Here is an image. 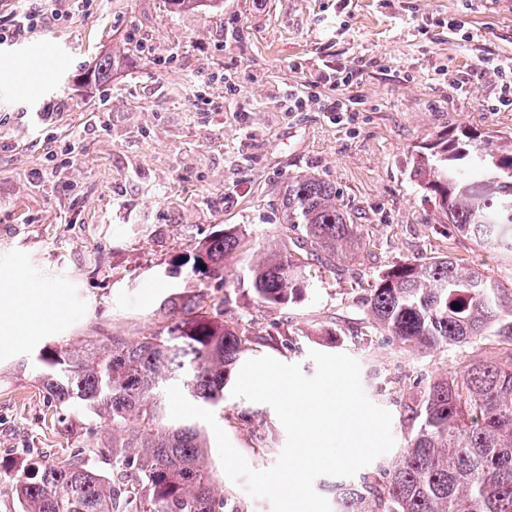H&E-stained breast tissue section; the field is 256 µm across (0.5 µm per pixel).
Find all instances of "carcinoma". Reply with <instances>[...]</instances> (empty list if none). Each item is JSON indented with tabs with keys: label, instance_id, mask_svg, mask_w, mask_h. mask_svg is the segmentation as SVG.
<instances>
[{
	"label": "carcinoma",
	"instance_id": "carcinoma-1",
	"mask_svg": "<svg viewBox=\"0 0 512 512\" xmlns=\"http://www.w3.org/2000/svg\"><path fill=\"white\" fill-rule=\"evenodd\" d=\"M176 10L217 8L221 0H167ZM113 56L85 80L104 83ZM410 179L434 196L458 235L477 247L512 255V142L503 147L462 128L417 149ZM285 224L307 246L228 271L242 246L231 226L194 248L189 273L220 288L248 285L262 303L303 302L314 285L312 259L334 266L363 249L354 215L336 188L295 175L281 200ZM226 298L206 292L174 305L161 330L135 340L92 336L43 347L22 361L66 428L73 420L107 442L84 441L64 460H43L0 473V495L18 512H244L215 487L211 451L197 422L173 420L166 390L179 385L193 404H224L233 371L251 350L250 330L224 323ZM459 307H453V304ZM368 323L397 344L440 350L498 336L512 344V294L493 277L449 256L397 264L364 304ZM400 450L359 481L329 485L333 512H512V352L433 381L402 417Z\"/></svg>",
	"mask_w": 512,
	"mask_h": 512
}]
</instances>
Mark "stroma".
Segmentation results:
<instances>
[{
	"instance_id": "1",
	"label": "stroma",
	"mask_w": 512,
	"mask_h": 512,
	"mask_svg": "<svg viewBox=\"0 0 512 512\" xmlns=\"http://www.w3.org/2000/svg\"><path fill=\"white\" fill-rule=\"evenodd\" d=\"M112 54V78L82 81ZM0 467L55 458L86 434L62 428L21 359L60 338L135 339L170 303L202 291L181 266L195 244L239 229L238 268L288 247L281 198L291 176L335 184L364 240L355 261L308 269L315 288L288 309L232 290L228 324L253 357L316 366L345 353L388 410L481 359L468 343L418 352L371 336L363 300L389 267L444 255L512 287V256L460 237L409 178L411 153L460 127L512 134L493 70L512 59V0H224L171 11L166 0H90L24 39L0 41ZM337 70L349 85L321 83ZM302 97L301 106L289 95ZM348 102V112L329 107ZM54 105L52 121L40 114ZM57 293L51 304L34 296ZM219 426L255 469L287 441L273 408L225 396Z\"/></svg>"
}]
</instances>
